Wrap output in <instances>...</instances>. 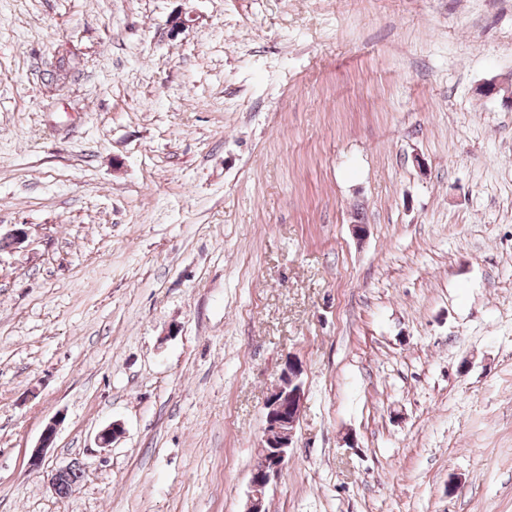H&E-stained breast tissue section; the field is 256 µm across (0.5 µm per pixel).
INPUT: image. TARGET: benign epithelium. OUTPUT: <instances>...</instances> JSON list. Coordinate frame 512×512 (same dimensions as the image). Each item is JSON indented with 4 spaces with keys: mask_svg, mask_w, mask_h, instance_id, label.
<instances>
[{
    "mask_svg": "<svg viewBox=\"0 0 512 512\" xmlns=\"http://www.w3.org/2000/svg\"><path fill=\"white\" fill-rule=\"evenodd\" d=\"M301 366L293 358H288L279 375V385L264 403V436L259 445L264 464L252 472L249 481V495L245 512H266L265 500L270 484L281 478L288 448L291 447L295 428L299 422L305 402L303 383L300 380ZM123 431L122 425L113 422L97 435V442L108 447ZM55 440V425L47 426L32 451L30 466L39 470L44 465L48 448Z\"/></svg>",
    "mask_w": 512,
    "mask_h": 512,
    "instance_id": "7a95c632",
    "label": "benign epithelium"
}]
</instances>
